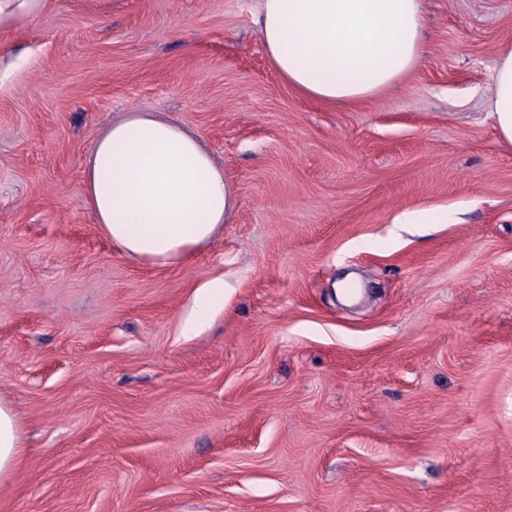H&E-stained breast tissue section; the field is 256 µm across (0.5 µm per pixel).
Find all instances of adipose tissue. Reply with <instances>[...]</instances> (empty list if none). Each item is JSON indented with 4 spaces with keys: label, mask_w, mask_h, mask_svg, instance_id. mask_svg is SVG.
<instances>
[{
    "label": "adipose tissue",
    "mask_w": 512,
    "mask_h": 512,
    "mask_svg": "<svg viewBox=\"0 0 512 512\" xmlns=\"http://www.w3.org/2000/svg\"><path fill=\"white\" fill-rule=\"evenodd\" d=\"M52 0H0V32L25 27ZM266 56L289 87L323 103H357L398 85L424 58L423 0H260ZM488 107L512 148V43L497 53ZM84 198L101 234L128 257L184 265L216 236L233 197L212 157L175 121L129 112L100 134L87 158ZM26 444L0 400V482Z\"/></svg>",
    "instance_id": "adipose-tissue-1"
}]
</instances>
